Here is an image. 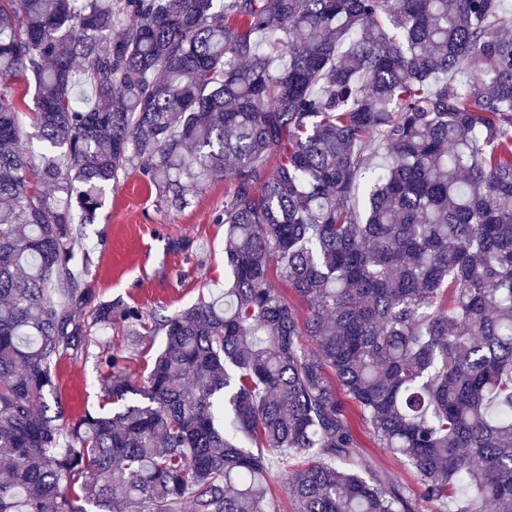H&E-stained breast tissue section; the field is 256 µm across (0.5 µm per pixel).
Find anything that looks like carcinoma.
Returning <instances> with one entry per match:
<instances>
[{
	"instance_id": "carcinoma-1",
	"label": "carcinoma",
	"mask_w": 512,
	"mask_h": 512,
	"mask_svg": "<svg viewBox=\"0 0 512 512\" xmlns=\"http://www.w3.org/2000/svg\"><path fill=\"white\" fill-rule=\"evenodd\" d=\"M130 169L231 183L232 280L150 323L76 262ZM89 306L164 346L76 419ZM267 450L299 512H512V0H0V512H273ZM342 398L345 401L351 425L358 435L362 450L375 461L380 469L386 471L397 483L415 493L419 492L421 482L417 474L390 455L385 448H380L377 445L369 429L359 420L354 409V404L345 396H342Z\"/></svg>"
}]
</instances>
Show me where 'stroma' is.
<instances>
[{
    "label": "stroma",
    "mask_w": 512,
    "mask_h": 512,
    "mask_svg": "<svg viewBox=\"0 0 512 512\" xmlns=\"http://www.w3.org/2000/svg\"><path fill=\"white\" fill-rule=\"evenodd\" d=\"M228 189L223 180L189 188V206L170 211L159 204L154 188L139 172L109 187L96 223L85 228L90 263L84 286L94 301L121 298L148 315L193 303L208 289L223 286L228 277L224 227L216 217ZM83 318L89 326L81 350L69 352L56 369L62 402L74 417L96 408L102 398L96 367L102 348L122 356L124 366L141 379L164 341L162 334L153 333L133 345L122 327L102 331L92 324L88 310ZM349 419L363 451L377 466L397 483L420 491L417 474L380 448L357 414Z\"/></svg>",
    "instance_id": "1"
}]
</instances>
